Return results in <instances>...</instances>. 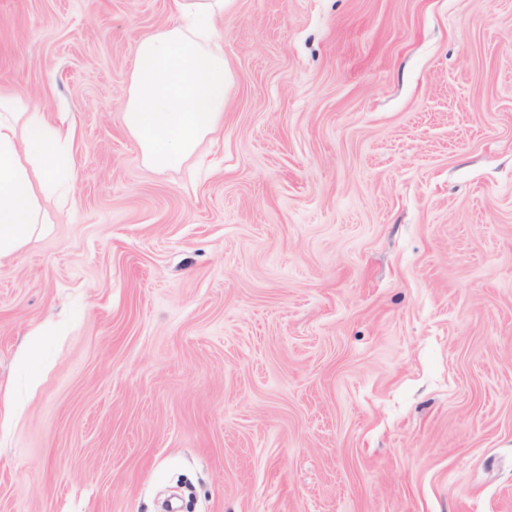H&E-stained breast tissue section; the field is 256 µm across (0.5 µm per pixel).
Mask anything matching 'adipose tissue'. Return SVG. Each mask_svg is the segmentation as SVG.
Instances as JSON below:
<instances>
[{"mask_svg":"<svg viewBox=\"0 0 512 512\" xmlns=\"http://www.w3.org/2000/svg\"><path fill=\"white\" fill-rule=\"evenodd\" d=\"M70 129L48 123L27 102L0 96V262L45 221L42 203L64 197L74 169L63 148Z\"/></svg>","mask_w":512,"mask_h":512,"instance_id":"ef3b65f1","label":"adipose tissue"}]
</instances>
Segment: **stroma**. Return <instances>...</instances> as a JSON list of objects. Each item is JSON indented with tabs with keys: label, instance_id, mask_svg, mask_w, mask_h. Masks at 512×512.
I'll list each match as a JSON object with an SVG mask.
<instances>
[{
	"label": "stroma",
	"instance_id": "35a3bbf8",
	"mask_svg": "<svg viewBox=\"0 0 512 512\" xmlns=\"http://www.w3.org/2000/svg\"><path fill=\"white\" fill-rule=\"evenodd\" d=\"M176 20L0 0L76 169L0 263V512H512V0H232L159 173L124 115Z\"/></svg>",
	"mask_w": 512,
	"mask_h": 512
}]
</instances>
